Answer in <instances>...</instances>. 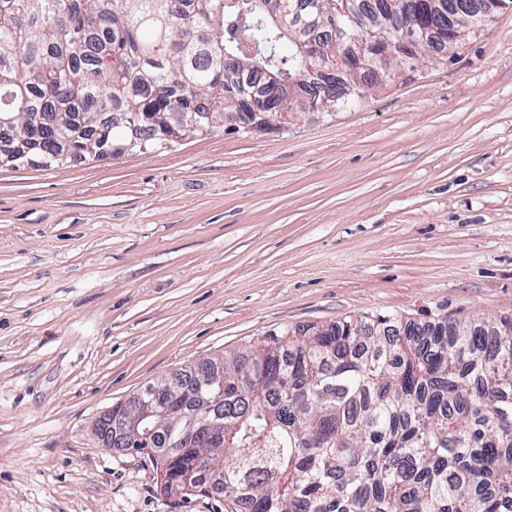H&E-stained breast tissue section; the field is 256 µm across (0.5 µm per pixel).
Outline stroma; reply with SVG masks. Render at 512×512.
Listing matches in <instances>:
<instances>
[{
	"label": "stroma",
	"instance_id": "35a3bbf8",
	"mask_svg": "<svg viewBox=\"0 0 512 512\" xmlns=\"http://www.w3.org/2000/svg\"><path fill=\"white\" fill-rule=\"evenodd\" d=\"M391 313L512 316V9L341 112L0 167V512H224L96 422L283 327Z\"/></svg>",
	"mask_w": 512,
	"mask_h": 512
}]
</instances>
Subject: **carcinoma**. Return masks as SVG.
<instances>
[{"label":"carcinoma","instance_id":"1","mask_svg":"<svg viewBox=\"0 0 512 512\" xmlns=\"http://www.w3.org/2000/svg\"><path fill=\"white\" fill-rule=\"evenodd\" d=\"M0 0V126L42 166L102 160L168 136L271 127L264 112L363 104L384 42L399 70L446 53L460 0ZM422 13L414 45L399 34ZM344 43L317 57L302 47ZM224 425L117 444L160 452L167 493L236 512H512V318L401 315L287 326L175 378L168 417Z\"/></svg>","mask_w":512,"mask_h":512}]
</instances>
